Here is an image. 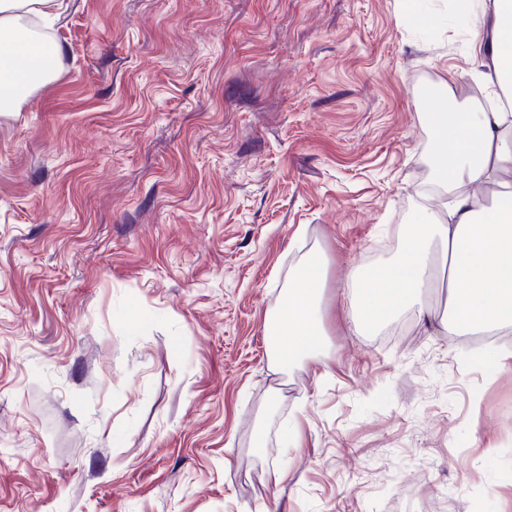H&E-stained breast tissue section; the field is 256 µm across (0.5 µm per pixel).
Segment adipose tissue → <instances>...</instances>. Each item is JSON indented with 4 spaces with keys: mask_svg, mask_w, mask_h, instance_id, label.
Instances as JSON below:
<instances>
[{
    "mask_svg": "<svg viewBox=\"0 0 512 512\" xmlns=\"http://www.w3.org/2000/svg\"><path fill=\"white\" fill-rule=\"evenodd\" d=\"M58 0H0V115L14 112L35 88L53 78L57 50L44 46L23 23L26 14L52 22ZM474 41L482 81L512 91V0H481ZM433 168L446 194V220L417 211L395 260L365 268L350 301L356 329L389 321L405 306H419L432 286L437 258L448 262L450 326L458 332L512 331V113L438 106ZM495 184L496 205H479L468 186ZM326 276L322 254L310 255L290 278L265 333L268 365L276 374L318 363L327 346L320 294Z\"/></svg>",
    "mask_w": 512,
    "mask_h": 512,
    "instance_id": "ef3b65f1",
    "label": "adipose tissue"
}]
</instances>
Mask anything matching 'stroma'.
I'll use <instances>...</instances> for the list:
<instances>
[{
  "label": "stroma",
  "mask_w": 512,
  "mask_h": 512,
  "mask_svg": "<svg viewBox=\"0 0 512 512\" xmlns=\"http://www.w3.org/2000/svg\"><path fill=\"white\" fill-rule=\"evenodd\" d=\"M460 12L62 0L0 115V512H512V335L344 311L434 182L420 95L492 97ZM316 251L326 366L272 373Z\"/></svg>",
  "instance_id": "1"
}]
</instances>
